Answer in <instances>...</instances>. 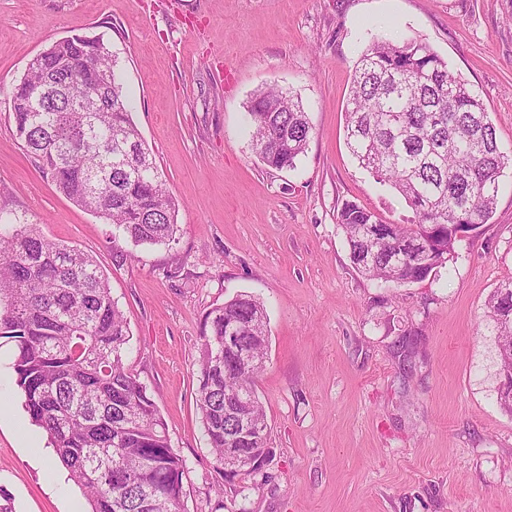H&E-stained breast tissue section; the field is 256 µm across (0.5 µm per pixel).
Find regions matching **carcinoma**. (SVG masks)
Returning <instances> with one entry per match:
<instances>
[{"instance_id":"cac0c4a2","label":"carcinoma","mask_w":512,"mask_h":512,"mask_svg":"<svg viewBox=\"0 0 512 512\" xmlns=\"http://www.w3.org/2000/svg\"><path fill=\"white\" fill-rule=\"evenodd\" d=\"M118 61L103 37L80 35L36 55L10 93L15 131L42 173L77 206L136 244L175 240L178 203L161 179L123 93ZM107 71L112 86L100 87ZM46 85L43 111L29 91ZM347 146L360 167L413 211L389 224L346 202L337 214L351 262L365 276L425 280L453 257L456 225L477 227L494 209L512 165L483 100L420 40H375L356 64L346 111ZM252 148L268 168H292L313 127L301 101L276 86L249 101ZM501 367L512 369V280L488 302ZM255 363L224 351L229 327ZM13 346L15 384L91 512H181L185 462L174 451L154 399L125 363L129 332L103 271L84 251L40 225L0 211V339ZM263 302L238 294L206 312L198 341L196 409L217 466L241 448H268L267 432L238 438L226 405L266 423L257 379L268 358Z\"/></svg>"}]
</instances>
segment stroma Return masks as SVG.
I'll return each mask as SVG.
<instances>
[{
  "label": "stroma",
  "mask_w": 512,
  "mask_h": 512,
  "mask_svg": "<svg viewBox=\"0 0 512 512\" xmlns=\"http://www.w3.org/2000/svg\"><path fill=\"white\" fill-rule=\"evenodd\" d=\"M104 36L133 118L178 202L168 245L112 242L15 132L8 94L30 59ZM423 40L480 93L512 153V0H0V209L92 255L130 341L126 363L186 464L184 512H512V413L498 396L487 317L512 279V170L495 209L428 278L361 275L336 216L354 201L391 224L411 215L346 144L354 66L373 38ZM278 85L313 135L294 168L263 165L246 122ZM263 300L270 346L258 381L271 457L225 477L196 410L205 313ZM0 339V497L13 512H90L33 425Z\"/></svg>",
  "instance_id": "obj_1"
}]
</instances>
